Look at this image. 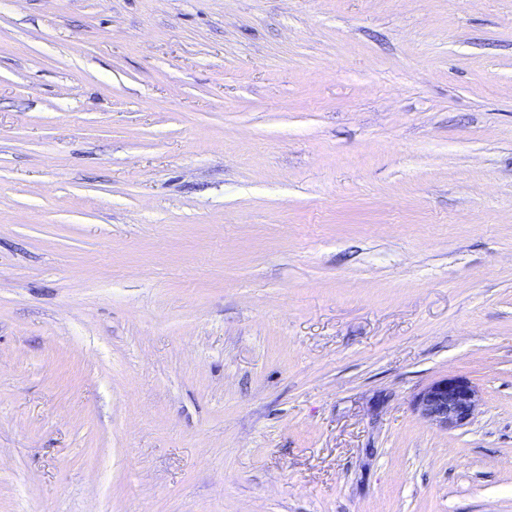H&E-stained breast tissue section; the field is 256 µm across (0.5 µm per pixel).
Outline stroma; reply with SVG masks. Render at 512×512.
Returning a JSON list of instances; mask_svg holds the SVG:
<instances>
[{
    "label": "stroma",
    "mask_w": 512,
    "mask_h": 512,
    "mask_svg": "<svg viewBox=\"0 0 512 512\" xmlns=\"http://www.w3.org/2000/svg\"><path fill=\"white\" fill-rule=\"evenodd\" d=\"M0 512H512V0H0ZM479 401L478 390L463 378L436 380L418 392L413 406L419 416L442 430L469 423Z\"/></svg>",
    "instance_id": "obj_1"
}]
</instances>
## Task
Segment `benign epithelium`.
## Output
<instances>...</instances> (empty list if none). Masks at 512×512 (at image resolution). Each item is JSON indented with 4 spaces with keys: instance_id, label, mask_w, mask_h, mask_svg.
I'll list each match as a JSON object with an SVG mask.
<instances>
[{
    "instance_id": "obj_1",
    "label": "benign epithelium",
    "mask_w": 512,
    "mask_h": 512,
    "mask_svg": "<svg viewBox=\"0 0 512 512\" xmlns=\"http://www.w3.org/2000/svg\"><path fill=\"white\" fill-rule=\"evenodd\" d=\"M479 401L478 390L463 378L436 380L418 392L413 406L429 424L453 430L469 423Z\"/></svg>"
}]
</instances>
